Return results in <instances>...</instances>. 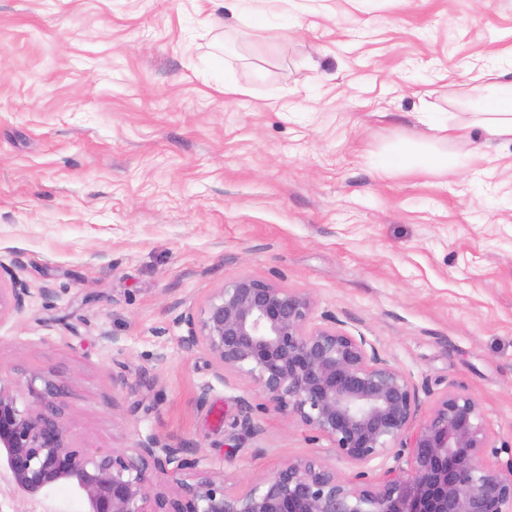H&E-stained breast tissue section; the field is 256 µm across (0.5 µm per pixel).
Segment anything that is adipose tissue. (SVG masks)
Masks as SVG:
<instances>
[{"instance_id": "adipose-tissue-1", "label": "adipose tissue", "mask_w": 512, "mask_h": 512, "mask_svg": "<svg viewBox=\"0 0 512 512\" xmlns=\"http://www.w3.org/2000/svg\"><path fill=\"white\" fill-rule=\"evenodd\" d=\"M489 79L495 92L485 99L477 121L441 125V132L447 133L449 139L469 143L478 136L487 144L512 142V82H501L495 73Z\"/></svg>"}]
</instances>
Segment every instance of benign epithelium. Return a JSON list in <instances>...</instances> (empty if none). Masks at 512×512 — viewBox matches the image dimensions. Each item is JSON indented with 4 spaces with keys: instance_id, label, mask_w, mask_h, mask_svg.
<instances>
[{
    "instance_id": "obj_1",
    "label": "benign epithelium",
    "mask_w": 512,
    "mask_h": 512,
    "mask_svg": "<svg viewBox=\"0 0 512 512\" xmlns=\"http://www.w3.org/2000/svg\"><path fill=\"white\" fill-rule=\"evenodd\" d=\"M28 295L13 276L0 283V317ZM181 320L185 351L204 350L219 372L252 382L260 409L327 438L354 474L308 456L240 485L194 471L186 447L156 437L90 454L52 405L62 381L31 375L22 404L20 388L0 378V484L23 512H67L51 503L62 485L80 512H512V459L498 460L479 402L447 391L421 414L409 378L336 318L316 319L310 294L242 275ZM389 454L407 468L370 476V463Z\"/></svg>"
}]
</instances>
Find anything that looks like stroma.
<instances>
[{"mask_svg":"<svg viewBox=\"0 0 512 512\" xmlns=\"http://www.w3.org/2000/svg\"><path fill=\"white\" fill-rule=\"evenodd\" d=\"M0 0V375L64 382L94 454L150 437L247 484L330 441L186 352L241 275L309 293L512 458V143L425 139L512 81V0ZM242 87L227 96L223 87ZM464 169H425L433 155ZM56 289L53 297L44 296ZM251 413L254 429L242 418ZM29 289L24 282L13 276H10V286L4 287L0 274V317L19 310L30 293Z\"/></svg>","mask_w":512,"mask_h":512,"instance_id":"35a3bbf8","label":"stroma"}]
</instances>
